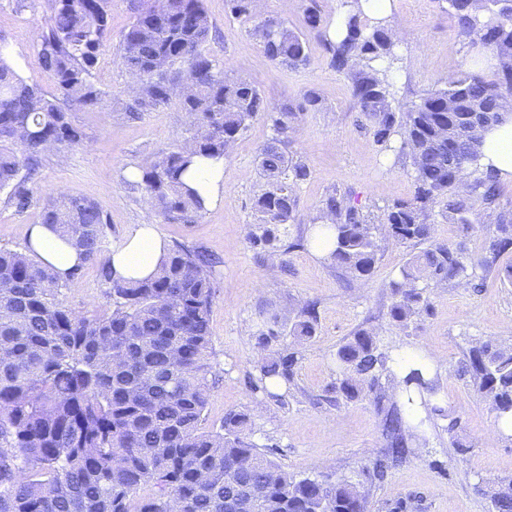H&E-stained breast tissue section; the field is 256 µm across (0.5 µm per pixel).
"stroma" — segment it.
Returning a JSON list of instances; mask_svg holds the SVG:
<instances>
[{
  "mask_svg": "<svg viewBox=\"0 0 512 512\" xmlns=\"http://www.w3.org/2000/svg\"><path fill=\"white\" fill-rule=\"evenodd\" d=\"M219 36L204 45L227 77L254 83L274 106L296 109L288 135V151L307 164L310 177L296 188L299 219L289 225V239L308 237L328 193L343 195L371 224L385 221L397 201L412 200L414 168L399 143L385 148L374 143L370 123L351 94V78L329 64L328 29L340 16L344 0H259L250 18L232 16L224 0H203ZM393 17L408 37L396 49L390 75L389 100L394 111H405L427 90L443 87L449 77L466 71L494 79L497 67L475 61L468 39L457 36L448 0H392ZM321 19L318 29L306 23V9ZM113 39L101 51L93 80L106 93L102 108L78 112L74 121L86 134L83 146L44 161L33 187V203L19 211L0 201V248H21L30 225L39 223L46 192L64 188L68 194L94 200L108 219V242H116L138 223L150 205L136 182L123 171L145 165L159 151L187 137L178 104L146 113L142 120L124 117L128 75L118 60V40L132 20L131 0H112ZM273 20L298 32L307 42L308 65L289 68L271 62L250 31ZM47 25L43 9L16 10L14 0H0V42L23 61L30 84L55 91L53 76L34 62V36ZM315 91L319 109L303 108V96ZM270 122L259 119L239 137L224 162V204L204 212L194 224L157 219L169 243L199 247L215 257L216 292L211 308L210 392L205 410L207 427H219L230 410L249 413L248 433L261 451L297 478L326 482H365L364 471L384 445L380 420L369 398L336 399V350L355 331L373 330L381 348L413 349L434 358L443 395L444 415L430 424L426 447L370 489L368 512H493L491 496L512 480V436L494 438L497 418L475 389L462 366L471 347L488 339L512 345V283L488 273L483 287L448 284L428 288L429 314L402 326L389 316L386 288L416 254L412 245H384L373 275L352 280L317 258L310 247L290 249L272 259L250 246L246 226L253 223V201L263 188L256 166L262 145L272 136ZM491 204L473 203L460 214L434 206L432 240L464 244L468 255L482 252L486 236L500 212L512 210V180L499 183ZM470 225L462 234L461 225ZM107 287L98 266H85L79 285L64 289L62 301L88 315L111 310ZM318 307L314 336L296 342L289 326L298 308ZM278 315L277 348L297 357L291 382L252 392L260 377L263 355L257 332L271 315ZM460 423L449 432V419ZM467 442L459 455L452 438Z\"/></svg>",
  "mask_w": 512,
  "mask_h": 512,
  "instance_id": "35a3bbf8",
  "label": "stroma"
}]
</instances>
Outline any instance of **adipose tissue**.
Segmentation results:
<instances>
[{"label": "adipose tissue", "mask_w": 512, "mask_h": 512, "mask_svg": "<svg viewBox=\"0 0 512 512\" xmlns=\"http://www.w3.org/2000/svg\"><path fill=\"white\" fill-rule=\"evenodd\" d=\"M482 140L475 169L482 172L492 168L500 178L511 180L512 117L483 131ZM182 180L198 194L204 209L210 210L223 204V158H195ZM26 242L31 246L36 259L52 266L59 276H66L84 263L79 252L60 236L53 225H30ZM168 253L169 246L158 233L154 219L148 215L143 216L139 224L133 225L113 244L107 256L111 276L124 281L148 279L155 274Z\"/></svg>", "instance_id": "ef3b65f1"}]
</instances>
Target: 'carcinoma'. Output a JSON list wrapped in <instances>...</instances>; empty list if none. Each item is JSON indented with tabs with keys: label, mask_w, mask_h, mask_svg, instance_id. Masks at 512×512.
I'll return each mask as SVG.
<instances>
[{
	"label": "carcinoma",
	"mask_w": 512,
	"mask_h": 512,
	"mask_svg": "<svg viewBox=\"0 0 512 512\" xmlns=\"http://www.w3.org/2000/svg\"><path fill=\"white\" fill-rule=\"evenodd\" d=\"M231 14L248 17L255 0H225ZM343 16L341 38L329 43L330 63L350 73L359 111L371 121L373 140L388 146L401 138L415 170L414 197L387 211L383 236L345 198L328 195L321 217L332 219L335 242L329 262L353 280L373 274L382 241L427 242L429 210L442 203L459 212L467 201L491 204L498 195L494 171L481 172L469 190L456 176L479 156L480 133L512 115V0H448L457 35L468 38L486 14L481 44L498 59L496 79L461 72L445 87L429 90L407 111L396 113L382 75L396 60L388 25L370 26L353 0ZM49 22L39 35L35 63L55 79V94L30 84L0 50V195L23 211L33 199L34 176L48 154L83 145L85 134L72 113L102 107L106 93L92 81L101 49L111 35L108 0H45ZM214 27L202 0H136L133 21L120 39L119 57L138 75L125 103L130 120L178 100L190 136L142 167L139 181L154 215L191 224L202 218L196 193L181 176L195 155L224 154L259 117L273 136L258 154L265 180L253 208L249 244L270 257L284 253V229L298 219L296 187L309 177L299 158L286 152L290 120L286 105L270 106L250 81L229 78L202 52ZM266 57L291 68L309 63L306 41L294 30L262 22L252 29ZM494 110L491 122L472 124L466 108ZM41 223L99 266L112 310L88 316L59 299L81 269L59 281L25 250L0 249V512H236L224 497L246 482L254 487L252 512H367V492L339 480L298 479L260 451L246 434L249 414L230 411L218 428L204 425L212 373L210 313L215 296L212 265L200 251L177 244L148 280L111 277L104 251L107 220L95 201L49 193ZM512 250V211L500 213L483 253L432 243L413 255L388 288L390 318L400 324L431 310L418 282L480 288L500 255ZM317 311L304 304L289 335L316 333ZM399 359L382 351L374 333L360 329L336 351L342 373L336 392L349 400L375 393L385 448L365 470L370 484L412 453L417 435L409 412L416 397L434 412L435 379L418 368L401 380L406 399L392 402L376 392L381 375H395ZM293 352L271 351L260 365L254 391L289 383ZM465 370L499 420L512 417V348L483 342L470 349ZM149 493L137 496L140 489ZM495 512H512V482L492 495Z\"/></svg>",
	"instance_id": "1"
}]
</instances>
